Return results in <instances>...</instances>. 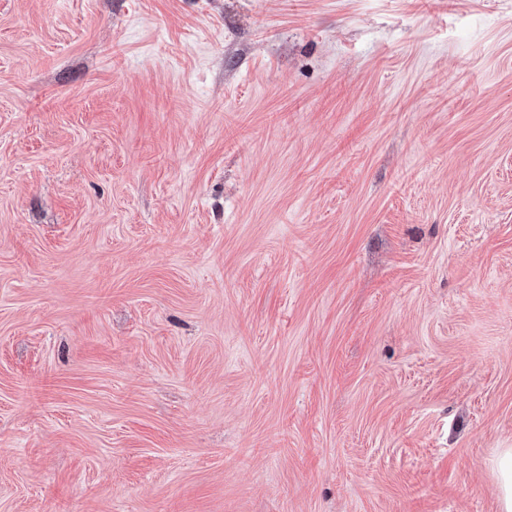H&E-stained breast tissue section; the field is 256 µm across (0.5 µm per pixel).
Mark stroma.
Masks as SVG:
<instances>
[{
    "mask_svg": "<svg viewBox=\"0 0 512 512\" xmlns=\"http://www.w3.org/2000/svg\"><path fill=\"white\" fill-rule=\"evenodd\" d=\"M512 0H0V512H499Z\"/></svg>",
    "mask_w": 512,
    "mask_h": 512,
    "instance_id": "stroma-1",
    "label": "stroma"
}]
</instances>
